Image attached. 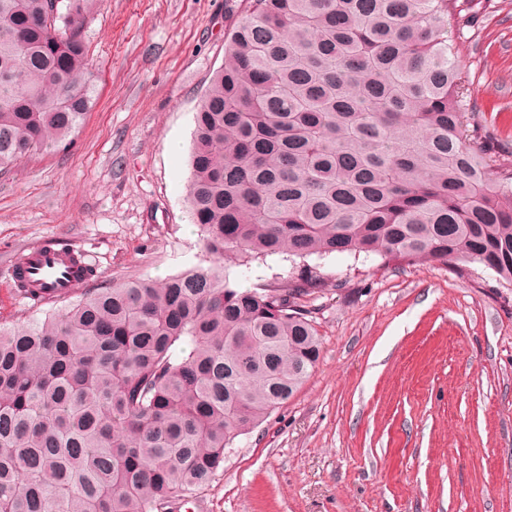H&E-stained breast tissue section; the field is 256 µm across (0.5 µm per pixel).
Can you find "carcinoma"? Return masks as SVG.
Wrapping results in <instances>:
<instances>
[{
    "instance_id": "cac0c4a2",
    "label": "carcinoma",
    "mask_w": 512,
    "mask_h": 512,
    "mask_svg": "<svg viewBox=\"0 0 512 512\" xmlns=\"http://www.w3.org/2000/svg\"><path fill=\"white\" fill-rule=\"evenodd\" d=\"M100 0H0V172L64 150L93 101ZM454 0H247L195 115L186 200L208 266L0 323V512H173L321 354L301 298L221 264L478 263L512 284V170L469 133Z\"/></svg>"
}]
</instances>
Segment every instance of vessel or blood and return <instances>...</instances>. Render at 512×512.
<instances>
[{"label": "vessel or blood", "instance_id": "b4317fda", "mask_svg": "<svg viewBox=\"0 0 512 512\" xmlns=\"http://www.w3.org/2000/svg\"><path fill=\"white\" fill-rule=\"evenodd\" d=\"M92 272L83 250L54 238L22 249L0 285L12 291L24 284L28 297L49 303L90 279Z\"/></svg>", "mask_w": 512, "mask_h": 512}]
</instances>
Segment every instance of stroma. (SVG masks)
<instances>
[{
  "instance_id": "1",
  "label": "stroma",
  "mask_w": 512,
  "mask_h": 512,
  "mask_svg": "<svg viewBox=\"0 0 512 512\" xmlns=\"http://www.w3.org/2000/svg\"><path fill=\"white\" fill-rule=\"evenodd\" d=\"M456 5L470 127L512 169V0ZM244 9L101 0L73 147L0 173V270L52 236L87 251L84 293L207 263L186 203L194 118ZM225 267L244 288L298 271L284 255ZM319 270L302 300L315 370L177 512H512V285L478 264L378 256Z\"/></svg>"
}]
</instances>
